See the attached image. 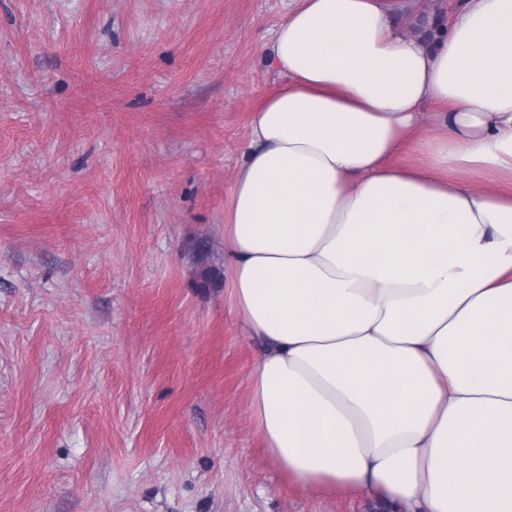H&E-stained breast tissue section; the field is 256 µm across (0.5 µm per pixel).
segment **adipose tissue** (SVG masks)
I'll return each instance as SVG.
<instances>
[{"instance_id": "adipose-tissue-1", "label": "adipose tissue", "mask_w": 512, "mask_h": 512, "mask_svg": "<svg viewBox=\"0 0 512 512\" xmlns=\"http://www.w3.org/2000/svg\"><path fill=\"white\" fill-rule=\"evenodd\" d=\"M416 6L288 0L224 200L225 292L290 484L512 512V0L418 36Z\"/></svg>"}]
</instances>
